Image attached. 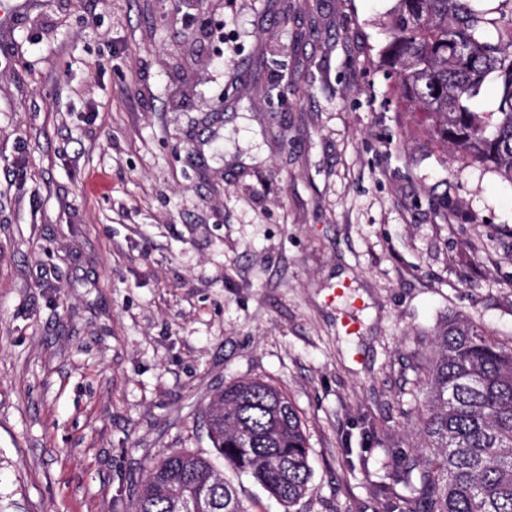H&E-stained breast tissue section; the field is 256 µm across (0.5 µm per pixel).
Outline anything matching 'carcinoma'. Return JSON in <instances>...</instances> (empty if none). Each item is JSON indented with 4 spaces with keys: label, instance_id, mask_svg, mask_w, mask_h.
<instances>
[{
    "label": "carcinoma",
    "instance_id": "cac0c4a2",
    "mask_svg": "<svg viewBox=\"0 0 512 512\" xmlns=\"http://www.w3.org/2000/svg\"><path fill=\"white\" fill-rule=\"evenodd\" d=\"M397 0L381 56L396 71L403 109L427 120L428 138L455 158L512 183V0ZM494 108L482 107L487 87ZM432 358L413 363L422 385L423 446L379 483L386 512H512V345L463 318L448 320ZM225 466L250 476L285 507L311 491L302 419L278 386L238 380L205 413ZM249 512L210 458L174 451L154 460L134 512Z\"/></svg>",
    "mask_w": 512,
    "mask_h": 512
}]
</instances>
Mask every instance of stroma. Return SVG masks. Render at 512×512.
<instances>
[{"label": "stroma", "instance_id": "stroma-1", "mask_svg": "<svg viewBox=\"0 0 512 512\" xmlns=\"http://www.w3.org/2000/svg\"><path fill=\"white\" fill-rule=\"evenodd\" d=\"M396 0H29L0 35V512H133L281 387L296 512H382L415 353L512 342V185L447 160L379 56Z\"/></svg>", "mask_w": 512, "mask_h": 512}]
</instances>
